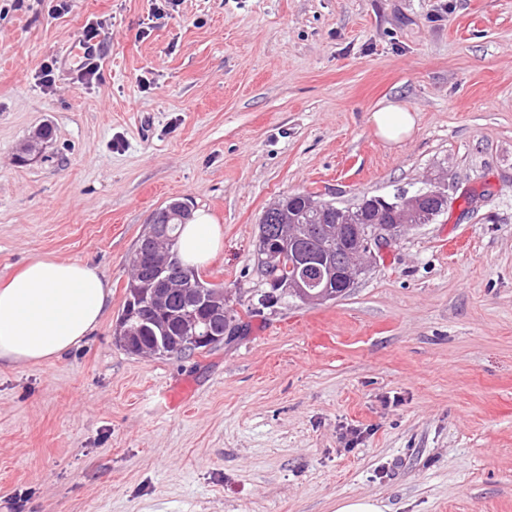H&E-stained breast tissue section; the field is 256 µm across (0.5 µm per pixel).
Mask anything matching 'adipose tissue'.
<instances>
[{
  "instance_id": "ef3b65f1",
  "label": "adipose tissue",
  "mask_w": 512,
  "mask_h": 512,
  "mask_svg": "<svg viewBox=\"0 0 512 512\" xmlns=\"http://www.w3.org/2000/svg\"><path fill=\"white\" fill-rule=\"evenodd\" d=\"M368 122L376 137L394 147L412 135L416 115L387 100ZM223 245L220 225L206 213H196L180 228L178 251L188 266L207 264ZM110 294L106 277L85 263L51 256L30 259L0 285V362L53 364L95 331Z\"/></svg>"
}]
</instances>
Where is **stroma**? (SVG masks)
<instances>
[{"instance_id":"35a3bbf8","label":"stroma","mask_w":512,"mask_h":512,"mask_svg":"<svg viewBox=\"0 0 512 512\" xmlns=\"http://www.w3.org/2000/svg\"><path fill=\"white\" fill-rule=\"evenodd\" d=\"M90 27L91 80L66 51ZM390 99L418 115L394 149L368 123ZM439 175L447 212L343 295L259 305L280 195ZM173 199L221 225L199 273L248 313L136 356L128 261ZM38 255L112 296L53 364L0 365V512H512V0H0V283ZM386 506L374 496H358L341 500L335 512H384Z\"/></svg>"}]
</instances>
